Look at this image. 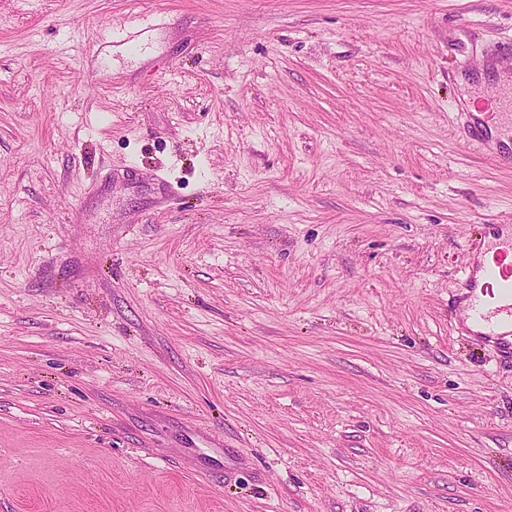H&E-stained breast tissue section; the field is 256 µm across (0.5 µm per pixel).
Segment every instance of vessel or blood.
<instances>
[{
  "label": "vessel or blood",
  "instance_id": "b4317fda",
  "mask_svg": "<svg viewBox=\"0 0 512 512\" xmlns=\"http://www.w3.org/2000/svg\"><path fill=\"white\" fill-rule=\"evenodd\" d=\"M165 17L143 13L137 16L130 27H102L97 36L98 43L122 42L134 45L138 33L159 27ZM468 142L479 148L495 146L501 161L512 164V145L493 143L485 126L472 122ZM462 282L467 290V316L476 325L482 326L484 336L494 340L512 337V237L505 239L497 251L493 263L470 262L463 271Z\"/></svg>",
  "mask_w": 512,
  "mask_h": 512
}]
</instances>
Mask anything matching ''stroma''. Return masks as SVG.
<instances>
[{
	"label": "stroma",
	"mask_w": 512,
	"mask_h": 512,
	"mask_svg": "<svg viewBox=\"0 0 512 512\" xmlns=\"http://www.w3.org/2000/svg\"><path fill=\"white\" fill-rule=\"evenodd\" d=\"M511 85L512 0H0V512H512ZM166 17L158 16L157 14L143 13L137 16L132 25L129 28H112V27H101L99 34L94 43H100L101 45L109 42H123L132 50H137L139 45L137 44V34L147 29L157 28L164 25ZM496 245L504 247L496 252L493 264L470 262L463 271L462 282L468 291V320L484 331L473 325L471 328L483 331L480 334L502 345L499 340L512 337V236Z\"/></svg>",
	"instance_id": "35a3bbf8"
}]
</instances>
